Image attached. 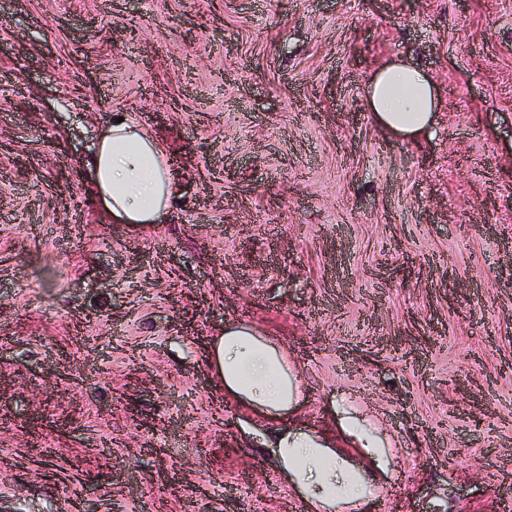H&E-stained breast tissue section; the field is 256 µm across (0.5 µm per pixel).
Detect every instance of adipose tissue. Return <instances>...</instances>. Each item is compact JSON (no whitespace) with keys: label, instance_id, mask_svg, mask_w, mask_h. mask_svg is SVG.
<instances>
[{"label":"adipose tissue","instance_id":"adipose-tissue-1","mask_svg":"<svg viewBox=\"0 0 512 512\" xmlns=\"http://www.w3.org/2000/svg\"><path fill=\"white\" fill-rule=\"evenodd\" d=\"M364 94L371 117L385 134L414 140L429 132L439 106V89L422 69L400 57L380 66ZM95 197L119 224L151 225L168 214L178 175L162 142L133 117L110 123L92 155ZM207 364L235 403L274 424L263 441L282 482L314 512H339L371 496L365 473L336 450L323 432L280 426L302 401L298 372L287 352L244 322L226 323L212 336ZM339 426L354 447L385 463L388 444L358 416L343 413Z\"/></svg>","mask_w":512,"mask_h":512}]
</instances>
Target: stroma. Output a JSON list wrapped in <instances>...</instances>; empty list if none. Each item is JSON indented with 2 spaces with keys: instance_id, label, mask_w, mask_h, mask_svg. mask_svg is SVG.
<instances>
[{
  "instance_id": "1",
  "label": "stroma",
  "mask_w": 512,
  "mask_h": 512,
  "mask_svg": "<svg viewBox=\"0 0 512 512\" xmlns=\"http://www.w3.org/2000/svg\"><path fill=\"white\" fill-rule=\"evenodd\" d=\"M397 55L440 89L415 143L363 101ZM117 112L181 171L166 223L95 202ZM236 321L371 512H504L512 0H0V512H308L203 359ZM339 426L355 448H364L366 453L377 461V465L385 464L388 443L374 429L362 424L358 416L343 411L339 418Z\"/></svg>"
}]
</instances>
